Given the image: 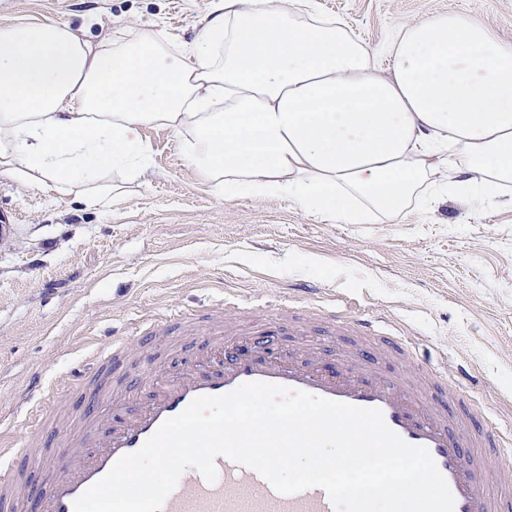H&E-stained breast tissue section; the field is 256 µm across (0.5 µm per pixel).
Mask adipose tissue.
I'll return each instance as SVG.
<instances>
[{"label":"adipose tissue","mask_w":512,"mask_h":512,"mask_svg":"<svg viewBox=\"0 0 512 512\" xmlns=\"http://www.w3.org/2000/svg\"><path fill=\"white\" fill-rule=\"evenodd\" d=\"M388 67L341 22L282 0H214L195 40L64 25L0 27V172L87 184L141 178L148 125L194 133L191 165L224 197L282 194L374 224L456 193L512 186V42L455 12L402 26Z\"/></svg>","instance_id":"adipose-tissue-1"}]
</instances>
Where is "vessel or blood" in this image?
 <instances>
[{
	"label": "vessel or blood",
	"mask_w": 512,
	"mask_h": 512,
	"mask_svg": "<svg viewBox=\"0 0 512 512\" xmlns=\"http://www.w3.org/2000/svg\"><path fill=\"white\" fill-rule=\"evenodd\" d=\"M308 329L326 337L331 359L283 342ZM70 424L38 422L0 453V512H74L75 500L135 452L168 418L202 395L261 381L376 408L406 442L426 447L446 478L454 512H512V432L477 413L471 393L446 372L416 366L401 332L385 335L347 307L322 320L250 300L140 323L75 369ZM217 479L186 470L161 512H336L327 492L282 495L254 469L215 459Z\"/></svg>",
	"instance_id": "obj_1"
}]
</instances>
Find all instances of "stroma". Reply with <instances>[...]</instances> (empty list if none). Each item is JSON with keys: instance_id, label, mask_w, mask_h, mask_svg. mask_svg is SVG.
<instances>
[{"instance_id": "stroma-1", "label": "stroma", "mask_w": 512, "mask_h": 512, "mask_svg": "<svg viewBox=\"0 0 512 512\" xmlns=\"http://www.w3.org/2000/svg\"><path fill=\"white\" fill-rule=\"evenodd\" d=\"M342 19L375 52L397 26L456 12L512 41V0H306ZM212 0H0V26L56 23L92 48L113 30H163L194 41ZM152 166L130 180L106 172L109 207L82 202L83 188L0 174V434L18 436L46 406L50 387L144 316L200 309L224 299L298 306L303 286L322 305L354 302L400 329L419 360L446 366L478 410L512 427V206L472 212L451 195L379 224H342L288 198L227 199L189 163L184 137L141 132Z\"/></svg>"}]
</instances>
